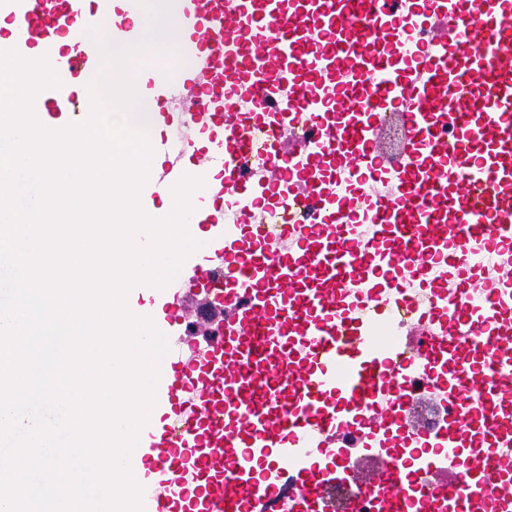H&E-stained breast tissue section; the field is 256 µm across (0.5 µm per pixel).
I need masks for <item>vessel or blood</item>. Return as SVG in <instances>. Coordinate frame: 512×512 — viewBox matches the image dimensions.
I'll use <instances>...</instances> for the list:
<instances>
[{"label":"vessel or blood","mask_w":512,"mask_h":512,"mask_svg":"<svg viewBox=\"0 0 512 512\" xmlns=\"http://www.w3.org/2000/svg\"><path fill=\"white\" fill-rule=\"evenodd\" d=\"M138 10L0 0L61 81L41 106L79 104L87 27L134 44ZM178 27L196 66L146 81L161 165L139 202L158 217L202 178L203 246L126 298L170 345L132 452L143 512H318L352 436L384 451L389 512H411L406 453L456 465L440 512H485L484 487L512 512V0H180ZM421 379L436 431L407 417Z\"/></svg>","instance_id":"1"}]
</instances>
